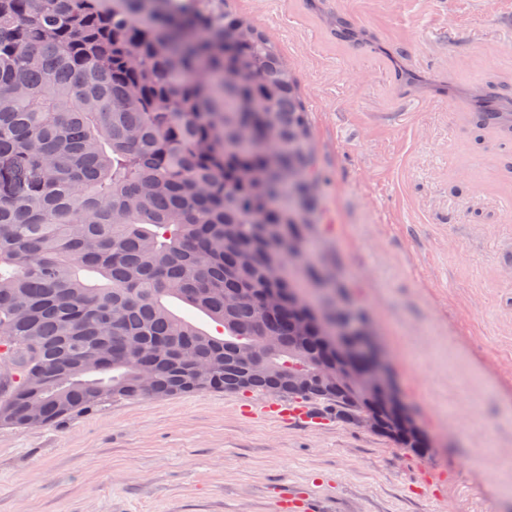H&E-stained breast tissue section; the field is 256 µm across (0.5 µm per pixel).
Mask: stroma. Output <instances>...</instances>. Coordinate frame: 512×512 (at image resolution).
<instances>
[{"label": "stroma", "mask_w": 512, "mask_h": 512, "mask_svg": "<svg viewBox=\"0 0 512 512\" xmlns=\"http://www.w3.org/2000/svg\"><path fill=\"white\" fill-rule=\"evenodd\" d=\"M287 60L323 176L327 249L377 322L421 456L346 422L271 418L263 392L116 399L0 424V512H512V95L498 0H229Z\"/></svg>", "instance_id": "stroma-1"}]
</instances>
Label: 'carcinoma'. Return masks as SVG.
<instances>
[{
    "label": "carcinoma",
    "instance_id": "1",
    "mask_svg": "<svg viewBox=\"0 0 512 512\" xmlns=\"http://www.w3.org/2000/svg\"><path fill=\"white\" fill-rule=\"evenodd\" d=\"M323 232L296 79L228 0H0V355L20 368L1 424L20 408L55 423L101 388L237 392L239 368L342 422L387 415L319 296L328 267L365 315ZM265 336L272 353L244 363ZM305 372L316 389H288Z\"/></svg>",
    "mask_w": 512,
    "mask_h": 512
}]
</instances>
